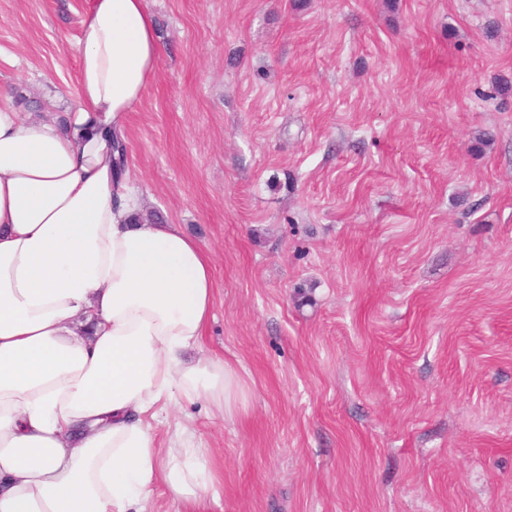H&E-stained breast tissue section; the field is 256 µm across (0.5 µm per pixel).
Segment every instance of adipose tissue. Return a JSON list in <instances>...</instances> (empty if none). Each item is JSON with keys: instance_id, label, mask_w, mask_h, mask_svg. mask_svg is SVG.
<instances>
[{"instance_id": "adipose-tissue-1", "label": "adipose tissue", "mask_w": 512, "mask_h": 512, "mask_svg": "<svg viewBox=\"0 0 512 512\" xmlns=\"http://www.w3.org/2000/svg\"><path fill=\"white\" fill-rule=\"evenodd\" d=\"M159 50L145 0H92L79 108L31 119L0 100V512H149L159 481L184 512L216 494L193 431L164 452L157 434L182 402L229 415L242 396L223 358L187 356L214 269L179 226L135 223L137 178L112 163Z\"/></svg>"}]
</instances>
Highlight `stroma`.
Listing matches in <instances>:
<instances>
[{
  "label": "stroma",
  "mask_w": 512,
  "mask_h": 512,
  "mask_svg": "<svg viewBox=\"0 0 512 512\" xmlns=\"http://www.w3.org/2000/svg\"><path fill=\"white\" fill-rule=\"evenodd\" d=\"M92 0H0V93L79 105ZM124 128L147 209L214 265L188 403L211 512H512V0H146ZM490 145L476 147L480 134Z\"/></svg>",
  "instance_id": "35a3bbf8"
}]
</instances>
